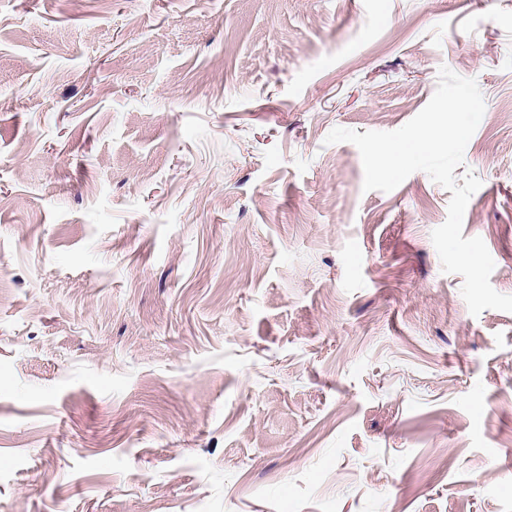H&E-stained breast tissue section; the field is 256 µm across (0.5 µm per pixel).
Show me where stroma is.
I'll list each match as a JSON object with an SVG mask.
<instances>
[{"label":"stroma","mask_w":512,"mask_h":512,"mask_svg":"<svg viewBox=\"0 0 512 512\" xmlns=\"http://www.w3.org/2000/svg\"><path fill=\"white\" fill-rule=\"evenodd\" d=\"M444 66L512 295V0H0V512H512V313L326 141Z\"/></svg>","instance_id":"stroma-1"}]
</instances>
